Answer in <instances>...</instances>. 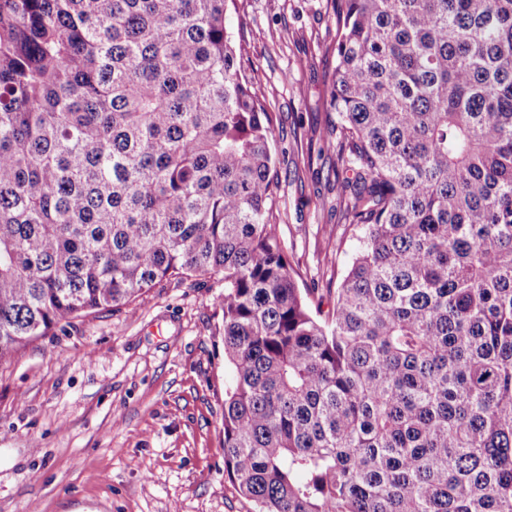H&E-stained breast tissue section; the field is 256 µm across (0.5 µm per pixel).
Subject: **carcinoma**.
I'll return each mask as SVG.
<instances>
[{"mask_svg": "<svg viewBox=\"0 0 512 512\" xmlns=\"http://www.w3.org/2000/svg\"><path fill=\"white\" fill-rule=\"evenodd\" d=\"M229 0H0V360L221 275L224 474L257 512H512V0H336L360 245L320 321Z\"/></svg>", "mask_w": 512, "mask_h": 512, "instance_id": "1", "label": "carcinoma"}]
</instances>
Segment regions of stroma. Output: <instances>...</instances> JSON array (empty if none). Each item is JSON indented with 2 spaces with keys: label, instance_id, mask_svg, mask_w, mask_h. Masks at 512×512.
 <instances>
[{
  "label": "stroma",
  "instance_id": "obj_1",
  "mask_svg": "<svg viewBox=\"0 0 512 512\" xmlns=\"http://www.w3.org/2000/svg\"><path fill=\"white\" fill-rule=\"evenodd\" d=\"M334 0H236L225 25L276 118V222L310 305L358 246L328 151ZM224 292L171 278L0 361V512H255L224 475Z\"/></svg>",
  "mask_w": 512,
  "mask_h": 512
}]
</instances>
